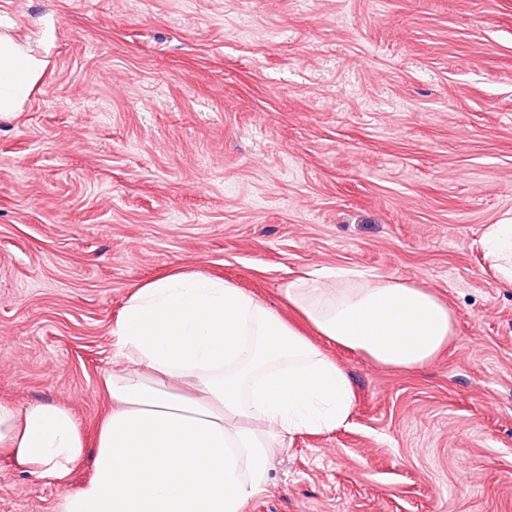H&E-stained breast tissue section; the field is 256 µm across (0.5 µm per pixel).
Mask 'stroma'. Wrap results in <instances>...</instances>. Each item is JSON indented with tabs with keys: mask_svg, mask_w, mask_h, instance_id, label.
Returning a JSON list of instances; mask_svg holds the SVG:
<instances>
[{
	"mask_svg": "<svg viewBox=\"0 0 512 512\" xmlns=\"http://www.w3.org/2000/svg\"><path fill=\"white\" fill-rule=\"evenodd\" d=\"M47 48L0 120V397L94 438L111 328L175 269L280 301L295 273L423 284L455 312L425 368L340 350L335 430L294 437L248 512H512V0H0ZM0 462V512L64 490ZM480 242L494 276L512 285V224L490 225Z\"/></svg>",
	"mask_w": 512,
	"mask_h": 512,
	"instance_id": "35a3bbf8",
	"label": "stroma"
}]
</instances>
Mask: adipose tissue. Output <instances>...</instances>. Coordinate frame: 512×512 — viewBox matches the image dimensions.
Returning <instances> with one entry per match:
<instances>
[{"instance_id":"adipose-tissue-1","label":"adipose tissue","mask_w":512,"mask_h":512,"mask_svg":"<svg viewBox=\"0 0 512 512\" xmlns=\"http://www.w3.org/2000/svg\"><path fill=\"white\" fill-rule=\"evenodd\" d=\"M44 69L27 39L0 31V120L21 111ZM481 244L494 276L512 285V224L490 225ZM280 294L315 338L201 272L130 293L111 330L129 363L103 379L110 407L93 474L56 512H246L292 436L349 419L352 389L329 347L411 371L454 336V313L434 290L368 272L314 268ZM85 453L69 408L0 401V460L61 484Z\"/></svg>"}]
</instances>
